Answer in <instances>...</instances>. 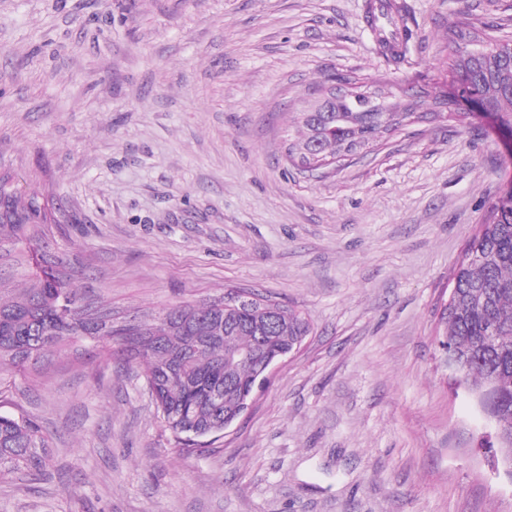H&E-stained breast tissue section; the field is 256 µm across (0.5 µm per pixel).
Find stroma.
I'll use <instances>...</instances> for the list:
<instances>
[{
    "mask_svg": "<svg viewBox=\"0 0 512 512\" xmlns=\"http://www.w3.org/2000/svg\"><path fill=\"white\" fill-rule=\"evenodd\" d=\"M366 2L0 0V166L58 218L0 243V289L27 286L46 248L119 319L236 289L312 324L190 454L139 366L93 342L1 368L0 413L35 419L51 461L0 475V512H512L440 325L512 185L495 118L418 122L313 172L286 156L331 76L448 93L449 29L512 36V0H406L417 27L398 67Z\"/></svg>",
    "mask_w": 512,
    "mask_h": 512,
    "instance_id": "stroma-1",
    "label": "stroma"
}]
</instances>
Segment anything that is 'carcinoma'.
<instances>
[{"label":"carcinoma","instance_id":"carcinoma-1","mask_svg":"<svg viewBox=\"0 0 512 512\" xmlns=\"http://www.w3.org/2000/svg\"><path fill=\"white\" fill-rule=\"evenodd\" d=\"M365 19L378 53L396 66L406 61L416 23L405 0H369ZM455 35L448 32L450 77L476 96L481 111L512 131V39L470 30V48L462 50ZM378 94L391 98L399 121L386 123L362 96H338L334 112L297 113L299 136L288 143V159L302 162L306 150L328 167L417 118L461 123L472 118L448 99L428 104L423 90L404 99ZM55 223L51 210L19 196L9 172L0 171V241L30 243L44 225ZM37 263L41 275L30 287L7 299L0 296V365L36 362L51 348L91 339L107 354L143 365L158 418L186 452L199 447L195 434L224 431V417L238 416L240 401L255 392L250 368L229 357L225 336H234L239 350L256 348L263 354L293 352L312 331L305 315L258 295L240 312L221 308L224 300L218 299L176 305L158 324L118 326L112 324V308H86L57 255L43 251ZM454 284L452 306L441 317L445 345L468 362L470 397L495 423L494 433L481 435L478 445L500 460L512 454V193L494 205L465 249ZM216 389L222 391L219 404L212 399ZM48 448L37 421L0 413V473L43 471Z\"/></svg>","mask_w":512,"mask_h":512}]
</instances>
